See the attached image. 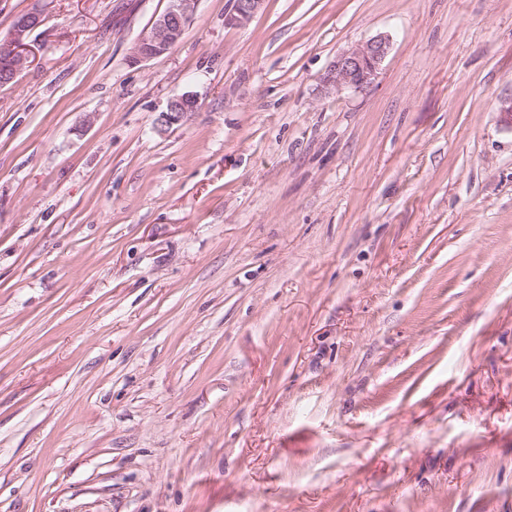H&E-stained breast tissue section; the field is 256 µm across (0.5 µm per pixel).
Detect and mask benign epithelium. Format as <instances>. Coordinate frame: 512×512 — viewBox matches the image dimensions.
<instances>
[{"instance_id":"1","label":"benign epithelium","mask_w":512,"mask_h":512,"mask_svg":"<svg viewBox=\"0 0 512 512\" xmlns=\"http://www.w3.org/2000/svg\"><path fill=\"white\" fill-rule=\"evenodd\" d=\"M197 0H170L165 12L155 17L149 30L133 46L129 62L139 64L168 53L184 35L191 22ZM265 0H234L232 10L225 16L230 26L243 25L262 8ZM42 23L39 14L27 12L14 17L6 38L0 41L5 56L0 60L3 74L15 78L29 66L30 33ZM390 40L378 35L338 56L325 77V85L336 88L363 90L376 81L381 66L390 51ZM198 101L191 94L171 98L160 115L164 126L180 123L184 116L197 108Z\"/></svg>"}]
</instances>
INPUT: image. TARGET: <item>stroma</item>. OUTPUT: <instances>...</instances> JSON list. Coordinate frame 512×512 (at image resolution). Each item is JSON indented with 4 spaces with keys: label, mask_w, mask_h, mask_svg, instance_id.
<instances>
[{
    "label": "stroma",
    "mask_w": 512,
    "mask_h": 512,
    "mask_svg": "<svg viewBox=\"0 0 512 512\" xmlns=\"http://www.w3.org/2000/svg\"><path fill=\"white\" fill-rule=\"evenodd\" d=\"M168 5L0 0V512H512V0ZM197 0H171L165 12L155 17L149 30L133 46L131 64H139L168 53L184 35ZM265 0H235L232 10L225 16L230 26L243 25L250 21L262 8ZM42 23L39 14L27 12L14 17L11 29L2 40L5 56L0 62L3 74L10 77V82L30 63V45L27 43L30 33ZM390 47L389 38L378 35L336 56L325 77V85L358 90L372 86ZM198 101L192 94H183L171 98L165 111L160 115V122L164 126H172L180 123L188 112H194Z\"/></svg>",
    "instance_id": "stroma-1"
}]
</instances>
